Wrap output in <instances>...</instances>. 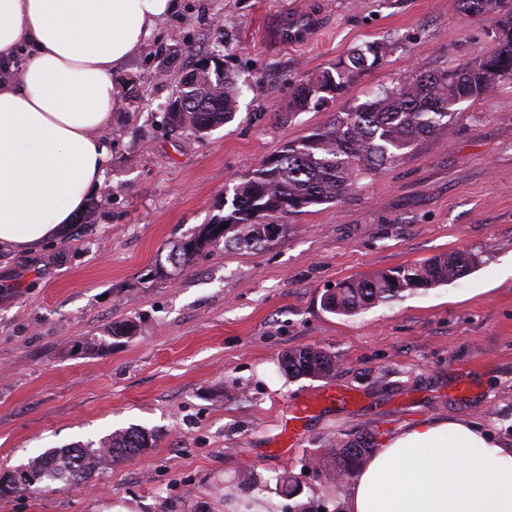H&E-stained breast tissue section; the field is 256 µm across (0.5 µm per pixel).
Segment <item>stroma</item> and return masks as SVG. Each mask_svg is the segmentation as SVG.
<instances>
[{"label":"stroma","mask_w":512,"mask_h":512,"mask_svg":"<svg viewBox=\"0 0 512 512\" xmlns=\"http://www.w3.org/2000/svg\"><path fill=\"white\" fill-rule=\"evenodd\" d=\"M319 7L308 44L282 16ZM492 19L456 0H180L112 75L138 97L112 114L105 180L66 236L0 250V512H345L352 481L320 466L337 438L374 444L422 419L464 420L512 441V83L461 102L448 129L361 176L341 201L285 218L261 250L207 246L165 277L174 245L224 213V196L291 141L374 91L455 68L491 43ZM388 42L348 96L297 112L294 92L357 47ZM218 51L243 87L233 120L174 134L164 110L197 56ZM453 251L455 282L351 317L328 286ZM337 358L288 378L286 351ZM287 455L289 409L326 390ZM136 425L152 448L77 488L10 492V473L51 448Z\"/></svg>","instance_id":"stroma-1"}]
</instances>
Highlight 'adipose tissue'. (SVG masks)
<instances>
[{
  "mask_svg": "<svg viewBox=\"0 0 512 512\" xmlns=\"http://www.w3.org/2000/svg\"><path fill=\"white\" fill-rule=\"evenodd\" d=\"M177 0H0V248L64 235L100 188L112 74ZM346 512H512V443L424 420L361 465Z\"/></svg>",
  "mask_w": 512,
  "mask_h": 512,
  "instance_id": "obj_1",
  "label": "adipose tissue"
}]
</instances>
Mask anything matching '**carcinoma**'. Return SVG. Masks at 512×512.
<instances>
[{
  "instance_id": "cac0c4a2",
  "label": "carcinoma",
  "mask_w": 512,
  "mask_h": 512,
  "mask_svg": "<svg viewBox=\"0 0 512 512\" xmlns=\"http://www.w3.org/2000/svg\"><path fill=\"white\" fill-rule=\"evenodd\" d=\"M466 17L495 16L491 48L472 61L441 73L420 74L393 88H383L354 108L339 113L329 125L290 142L277 156L249 172L232 189L229 212L173 247L170 262L186 265L203 247L234 235L232 246L258 250L280 235L279 219L315 205L341 199L357 179L395 163L419 139L449 127L455 106L479 99L512 81V6L506 0H457ZM388 44L373 41L355 49L347 61L300 84L294 98L298 110L317 109L349 93L354 77L378 65ZM205 58L179 81L166 112L172 133L190 130L202 138L228 122L241 88L235 77L216 68L199 70ZM228 228H223V225ZM479 263L471 252L454 251L404 267L367 276L350 277L324 294V309L352 316L377 304L404 297V293L452 283ZM282 369L291 377L324 378L336 371V357L313 347L290 350ZM150 435L129 427L100 441L58 448L15 468L9 488L34 492L50 484L62 489L80 485L102 462H126L150 448ZM373 443L359 436L340 440L321 459L324 468L339 477L351 476L369 457Z\"/></svg>"
}]
</instances>
